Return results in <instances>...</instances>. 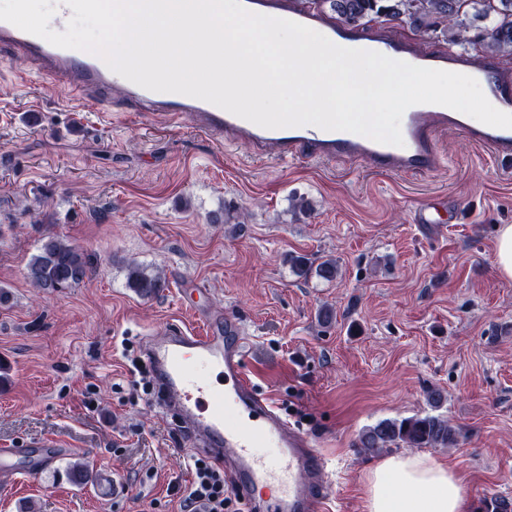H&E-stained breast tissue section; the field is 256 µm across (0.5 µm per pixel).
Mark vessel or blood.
I'll list each match as a JSON object with an SVG mask.
<instances>
[{"mask_svg": "<svg viewBox=\"0 0 512 512\" xmlns=\"http://www.w3.org/2000/svg\"><path fill=\"white\" fill-rule=\"evenodd\" d=\"M242 2L251 12L303 24L341 47L470 75L494 107L512 113L510 64L455 49L424 51L376 25L345 29L308 0ZM1 49L26 62L30 72L70 89L105 122L114 121L119 112H146L170 124L187 118L217 144H249L260 160L290 162L305 156L367 164L390 174H432L442 164L443 139L454 132L498 161L512 162L511 128L491 127L441 105L407 109L401 120L404 144L398 147L312 125L263 128L198 98L147 90L112 71L95 54L54 46L5 21H0ZM146 357L161 408L180 413L193 446L219 465L233 466L239 491L253 512H325L334 495L327 460L314 440L255 387L236 319L210 321L200 330L167 327L150 336ZM57 448L52 440L26 450L0 448V469L36 474Z\"/></svg>", "mask_w": 512, "mask_h": 512, "instance_id": "obj_1", "label": "vessel or blood"}]
</instances>
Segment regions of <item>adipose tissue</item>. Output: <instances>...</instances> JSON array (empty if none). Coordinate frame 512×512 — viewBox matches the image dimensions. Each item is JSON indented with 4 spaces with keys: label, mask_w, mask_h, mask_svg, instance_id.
<instances>
[{
    "label": "adipose tissue",
    "mask_w": 512,
    "mask_h": 512,
    "mask_svg": "<svg viewBox=\"0 0 512 512\" xmlns=\"http://www.w3.org/2000/svg\"><path fill=\"white\" fill-rule=\"evenodd\" d=\"M366 512H469L457 473L425 453L382 457L364 478Z\"/></svg>",
    "instance_id": "ef3b65f1"
}]
</instances>
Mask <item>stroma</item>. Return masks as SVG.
Masks as SVG:
<instances>
[{"instance_id":"stroma-1","label":"stroma","mask_w":512,"mask_h":512,"mask_svg":"<svg viewBox=\"0 0 512 512\" xmlns=\"http://www.w3.org/2000/svg\"><path fill=\"white\" fill-rule=\"evenodd\" d=\"M25 68L0 55V448L45 438L62 451L36 476L0 480V512H181L194 450L130 360L153 331L226 315L243 325L256 387L333 462L329 512H366L377 458L358 448L361 430L427 411L435 387L460 435L431 456L454 466L472 506L512 498V279L495 263L512 167L454 133L431 175L258 161L186 120L102 122L67 88L18 83ZM433 199L461 218L414 223ZM226 211L246 224L210 223ZM46 233L91 253L94 272L42 298L25 272ZM292 255L335 259L336 280L295 277ZM132 261L163 271L167 288L133 293ZM185 287L199 291L194 307ZM78 460L111 487L73 485Z\"/></svg>"}]
</instances>
